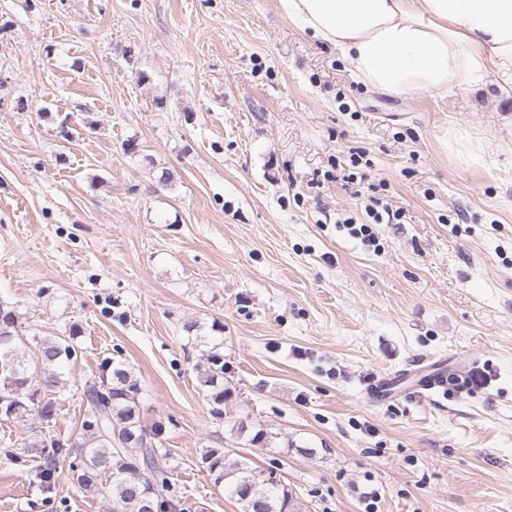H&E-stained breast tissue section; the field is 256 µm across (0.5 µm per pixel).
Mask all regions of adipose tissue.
<instances>
[{
  "label": "adipose tissue",
  "mask_w": 512,
  "mask_h": 512,
  "mask_svg": "<svg viewBox=\"0 0 512 512\" xmlns=\"http://www.w3.org/2000/svg\"><path fill=\"white\" fill-rule=\"evenodd\" d=\"M357 79L397 98L493 77L512 90V0H277Z\"/></svg>",
  "instance_id": "ef3b65f1"
}]
</instances>
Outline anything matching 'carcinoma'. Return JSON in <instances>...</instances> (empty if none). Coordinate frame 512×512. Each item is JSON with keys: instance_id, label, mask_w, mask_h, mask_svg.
I'll return each instance as SVG.
<instances>
[{"instance_id": "1", "label": "carcinoma", "mask_w": 512, "mask_h": 512, "mask_svg": "<svg viewBox=\"0 0 512 512\" xmlns=\"http://www.w3.org/2000/svg\"><path fill=\"white\" fill-rule=\"evenodd\" d=\"M15 314L0 307V418L25 420L36 416L49 423L56 419L57 389L62 380L56 368L76 353L71 339L30 340L15 329ZM224 355L219 350L206 356L203 386L217 405L231 396L224 387ZM138 380L123 361L107 359L100 383L86 384L79 392L87 405L80 440L68 445L54 436L27 444L48 459L41 470V483L49 488L54 473L68 466L72 479L84 487L106 490L121 512H142L144 501L159 503L160 512H182L181 500L170 490L164 456L153 446L162 432L158 427L147 440L137 417ZM201 465L215 482L228 483L241 512H301V503L283 482L270 480L269 468L252 466L247 460L226 459L222 448H206ZM168 492L162 496V492Z\"/></svg>"}]
</instances>
